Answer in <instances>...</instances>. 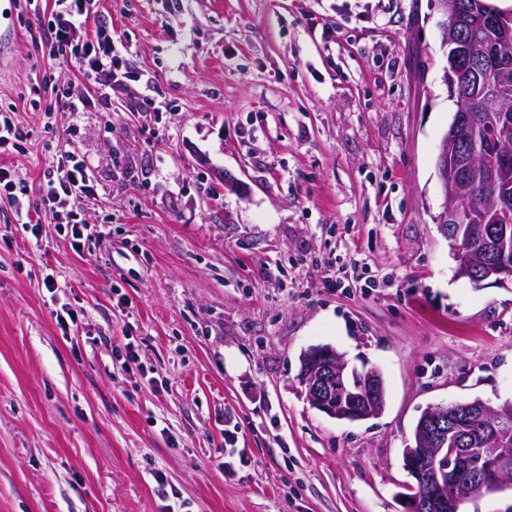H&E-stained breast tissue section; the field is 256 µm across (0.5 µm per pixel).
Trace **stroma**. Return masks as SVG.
Here are the masks:
<instances>
[{
  "mask_svg": "<svg viewBox=\"0 0 512 512\" xmlns=\"http://www.w3.org/2000/svg\"><path fill=\"white\" fill-rule=\"evenodd\" d=\"M97 9L142 75L111 111L46 112L27 13L0 72L8 163L71 146L99 193L77 251L0 201V512H404L423 411L512 400V281L459 277L436 223L438 0ZM320 345L380 371L379 416L305 400ZM29 132L16 125L11 118L0 113V152L1 155L10 148H17L20 143L27 140ZM3 149V150H2Z\"/></svg>",
  "mask_w": 512,
  "mask_h": 512,
  "instance_id": "stroma-1",
  "label": "stroma"
}]
</instances>
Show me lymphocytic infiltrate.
I'll return each instance as SVG.
<instances>
[{"label":"lymphocytic infiltrate","instance_id":"1","mask_svg":"<svg viewBox=\"0 0 512 512\" xmlns=\"http://www.w3.org/2000/svg\"><path fill=\"white\" fill-rule=\"evenodd\" d=\"M25 9L39 23L41 57L58 67L78 71L80 81L55 88L53 111L78 114L97 109L109 111L112 95L126 92L137 73L107 22L95 15L94 0H25ZM98 195L90 162L69 149L42 172L37 188H30L11 166L0 165V198L13 206L20 224L34 217L50 216L69 225L73 248H80L86 221L82 207Z\"/></svg>","mask_w":512,"mask_h":512}]
</instances>
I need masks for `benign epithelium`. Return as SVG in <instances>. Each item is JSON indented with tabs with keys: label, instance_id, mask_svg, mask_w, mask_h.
<instances>
[{
	"label": "benign epithelium",
	"instance_id": "7a95c632",
	"mask_svg": "<svg viewBox=\"0 0 512 512\" xmlns=\"http://www.w3.org/2000/svg\"><path fill=\"white\" fill-rule=\"evenodd\" d=\"M448 17V43L472 66H483L481 51L465 37L463 17L456 0H441ZM467 11L497 32L503 40L512 38V13L498 12L485 0H471ZM484 108L494 120L496 137L512 136V108L501 102L494 84L481 92ZM448 140L441 141L438 174L442 181L445 205L439 229L449 241L459 261L458 272L474 278L467 262L470 239L461 235V225L471 214L464 213L455 197L461 170L448 168ZM494 256L485 278L497 282L512 280V266L503 262L507 250L489 245ZM299 383L306 400L322 413L339 420L362 421L379 415L385 406L381 373L375 369H348L343 357L330 346H316L300 357ZM512 419V401L491 406L479 399L430 407L420 416L414 429V444L405 448L404 465L415 483L406 486L403 495L406 512H453L464 500L512 482V433L506 422ZM467 421L466 447H448V431Z\"/></svg>",
	"mask_w": 512,
	"mask_h": 512
}]
</instances>
